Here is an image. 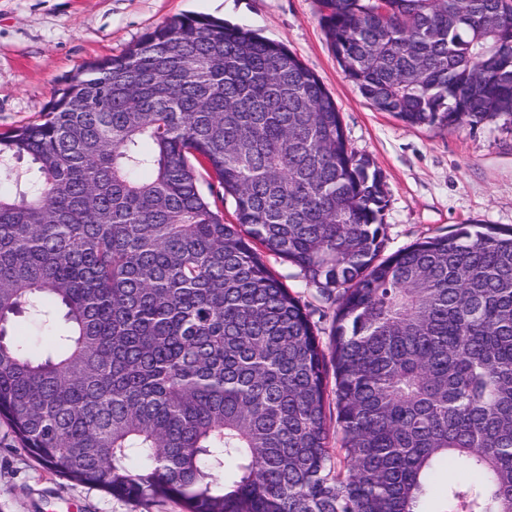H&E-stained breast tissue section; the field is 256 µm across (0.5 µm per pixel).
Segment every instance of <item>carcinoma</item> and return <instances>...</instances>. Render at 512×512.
Listing matches in <instances>:
<instances>
[{"instance_id": "obj_1", "label": "carcinoma", "mask_w": 512, "mask_h": 512, "mask_svg": "<svg viewBox=\"0 0 512 512\" xmlns=\"http://www.w3.org/2000/svg\"><path fill=\"white\" fill-rule=\"evenodd\" d=\"M408 126L512 118V0H320ZM194 158L234 202L200 192ZM0 422L58 476L186 512H512V228L382 259L380 172L282 43L181 14L0 133ZM336 305L330 353L263 253ZM31 314L65 330L8 334ZM336 405L339 447L327 407ZM11 333L21 336L29 345L39 346L47 343L54 332L41 322L28 316L15 318Z\"/></svg>"}]
</instances>
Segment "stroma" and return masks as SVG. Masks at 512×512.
I'll return each mask as SVG.
<instances>
[{
	"label": "stroma",
	"mask_w": 512,
	"mask_h": 512,
	"mask_svg": "<svg viewBox=\"0 0 512 512\" xmlns=\"http://www.w3.org/2000/svg\"><path fill=\"white\" fill-rule=\"evenodd\" d=\"M186 13L247 26L283 43L335 97L352 151L383 175L386 253L467 224L512 227V122L454 129L411 127L377 111L336 61L318 0H0V131L42 119L56 89L97 59L123 53L144 33ZM268 266L307 306L321 339L335 307L297 267ZM183 512L179 501L133 500L59 478L0 424V512Z\"/></svg>",
	"instance_id": "1"
}]
</instances>
